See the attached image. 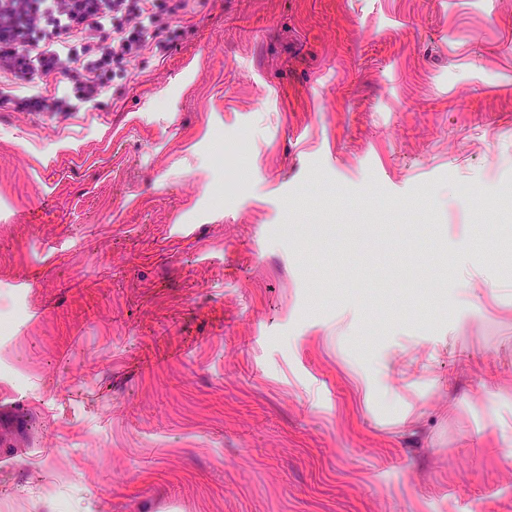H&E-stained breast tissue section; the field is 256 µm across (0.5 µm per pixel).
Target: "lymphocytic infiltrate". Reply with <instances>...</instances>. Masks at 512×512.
Returning a JSON list of instances; mask_svg holds the SVG:
<instances>
[{
    "instance_id": "f902f5d3",
    "label": "lymphocytic infiltrate",
    "mask_w": 512,
    "mask_h": 512,
    "mask_svg": "<svg viewBox=\"0 0 512 512\" xmlns=\"http://www.w3.org/2000/svg\"><path fill=\"white\" fill-rule=\"evenodd\" d=\"M188 0H0V111L77 112L110 88L115 68L166 54ZM96 42L94 56L85 45ZM56 91L18 94L32 81Z\"/></svg>"
}]
</instances>
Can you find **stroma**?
I'll list each match as a JSON object with an SVG mask.
<instances>
[{
  "mask_svg": "<svg viewBox=\"0 0 512 512\" xmlns=\"http://www.w3.org/2000/svg\"><path fill=\"white\" fill-rule=\"evenodd\" d=\"M2 398L0 512H512V0H190L0 112Z\"/></svg>",
  "mask_w": 512,
  "mask_h": 512,
  "instance_id": "stroma-1",
  "label": "stroma"
}]
</instances>
